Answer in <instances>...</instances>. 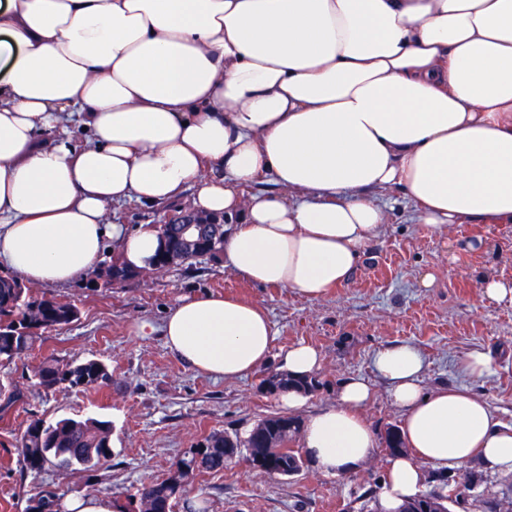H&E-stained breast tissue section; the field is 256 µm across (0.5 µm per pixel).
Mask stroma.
<instances>
[{"label": "stroma", "instance_id": "35a3bbf8", "mask_svg": "<svg viewBox=\"0 0 512 512\" xmlns=\"http://www.w3.org/2000/svg\"><path fill=\"white\" fill-rule=\"evenodd\" d=\"M391 224L375 239L351 279L324 297L310 299L289 289L260 286L227 273L221 261L201 258L171 265L161 275L135 279L118 288H99L91 278L42 288V296L74 302L78 320L44 333L40 343L1 367L0 382L16 394L0 415V512H26L28 501L49 492L102 494L125 512H137L130 496L141 484L171 476L192 448L213 432L246 437L261 420L284 414L265 384L278 362L233 383L189 368L160 334L138 336L136 320L161 323L165 310L182 296L231 294L264 307L274 325L275 349L297 343L317 348L323 359L320 387L310 408L332 404L340 381L361 376L375 383L366 416L377 440L399 427L401 415L377 383L372 354L380 346L407 342L426 361L425 390L469 388L504 420L512 421V303L482 299L477 281L485 266L512 281V224H460L447 238L417 224L413 204L400 191L386 193ZM490 238L494 256L465 250L466 242ZM433 274L431 287L422 279ZM490 359L482 378L461 365L470 354ZM94 358L108 365L110 385L96 390L39 389L31 368L43 358ZM96 417L112 423V458L98 470L76 477L54 466L32 472L21 456L20 438L36 419ZM389 454L353 474L327 477L313 468L294 477L269 476L245 463L203 473L187 483L177 512H362L364 491L379 492ZM451 485L473 480L477 496L452 512H485L482 494L512 489V473L493 474L477 462L449 471Z\"/></svg>", "mask_w": 512, "mask_h": 512}]
</instances>
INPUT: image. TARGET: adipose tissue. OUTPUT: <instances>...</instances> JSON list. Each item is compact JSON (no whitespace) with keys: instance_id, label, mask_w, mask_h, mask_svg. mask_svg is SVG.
Returning a JSON list of instances; mask_svg holds the SVG:
<instances>
[{"instance_id":"ef3b65f1","label":"adipose tissue","mask_w":512,"mask_h":512,"mask_svg":"<svg viewBox=\"0 0 512 512\" xmlns=\"http://www.w3.org/2000/svg\"><path fill=\"white\" fill-rule=\"evenodd\" d=\"M393 189L431 232L512 223V0H0V271L28 287L85 277L109 244L152 271L159 225L128 230L112 208L182 198L225 217L228 272L317 299L389 224ZM156 329L228 382L273 356L264 309L227 295L181 297L134 332ZM372 365L409 447L381 512L430 467L512 472V423L468 389L425 392L417 347ZM372 395L359 376L312 412L281 394L319 474L375 458Z\"/></svg>"}]
</instances>
